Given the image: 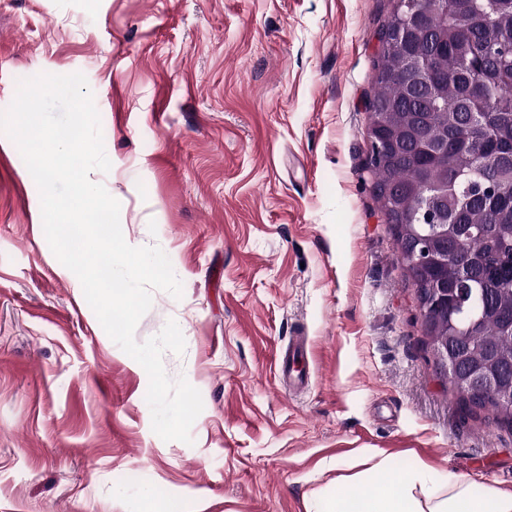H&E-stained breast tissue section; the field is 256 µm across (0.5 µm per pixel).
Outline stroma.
Returning a JSON list of instances; mask_svg holds the SVG:
<instances>
[{
	"mask_svg": "<svg viewBox=\"0 0 512 512\" xmlns=\"http://www.w3.org/2000/svg\"><path fill=\"white\" fill-rule=\"evenodd\" d=\"M393 0H0V110L19 80L82 73L128 244L183 286L171 379L192 444L151 427L145 369L45 238L0 132V512H315L371 453L474 492L512 489V431L462 409L429 362L414 288L365 168L366 104ZM305 337L310 380L279 376Z\"/></svg>",
	"mask_w": 512,
	"mask_h": 512,
	"instance_id": "obj_1",
	"label": "stroma"
}]
</instances>
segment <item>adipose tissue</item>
<instances>
[{
    "label": "adipose tissue",
    "mask_w": 512,
    "mask_h": 512,
    "mask_svg": "<svg viewBox=\"0 0 512 512\" xmlns=\"http://www.w3.org/2000/svg\"><path fill=\"white\" fill-rule=\"evenodd\" d=\"M319 512H512V490L472 491L469 480L449 475L438 482L426 467L394 481L367 486L362 480L340 484L335 497L319 503Z\"/></svg>",
    "instance_id": "adipose-tissue-1"
}]
</instances>
